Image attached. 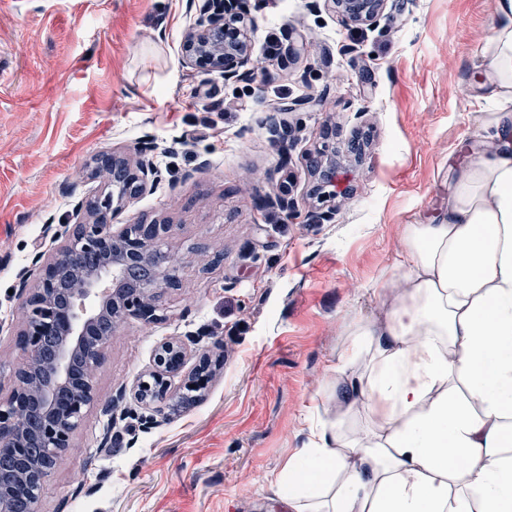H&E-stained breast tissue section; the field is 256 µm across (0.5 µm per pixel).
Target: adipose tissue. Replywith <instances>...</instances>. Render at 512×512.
Returning a JSON list of instances; mask_svg holds the SVG:
<instances>
[{"label":"adipose tissue","mask_w":512,"mask_h":512,"mask_svg":"<svg viewBox=\"0 0 512 512\" xmlns=\"http://www.w3.org/2000/svg\"><path fill=\"white\" fill-rule=\"evenodd\" d=\"M481 81L499 111L436 221L409 224L349 362L344 414L274 482L288 512H512V0H496ZM382 342H375V335Z\"/></svg>","instance_id":"obj_1"}]
</instances>
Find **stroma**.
Instances as JSON below:
<instances>
[{
  "mask_svg": "<svg viewBox=\"0 0 512 512\" xmlns=\"http://www.w3.org/2000/svg\"><path fill=\"white\" fill-rule=\"evenodd\" d=\"M253 69L224 80L182 61L189 0H17L0 12V390L20 358L12 290L51 225L94 195L93 157L146 154L160 178L115 228L171 225L182 283L163 318L128 320L94 370L98 406L48 477L36 512H250L334 422L337 370L380 294L405 225L436 219L496 111L478 81L495 0H388L372 26L330 0H251ZM305 45L290 63L262 44ZM288 128L269 129L271 105ZM335 163L338 192H314ZM294 201L287 217L267 198ZM180 341L221 358L193 406L103 410ZM155 416L142 429L140 416ZM113 436L112 447L101 445Z\"/></svg>",
  "mask_w": 512,
  "mask_h": 512,
  "instance_id": "obj_1",
  "label": "stroma"
}]
</instances>
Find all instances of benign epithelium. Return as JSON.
I'll return each mask as SVG.
<instances>
[{"label": "benign epithelium", "instance_id": "1", "mask_svg": "<svg viewBox=\"0 0 512 512\" xmlns=\"http://www.w3.org/2000/svg\"><path fill=\"white\" fill-rule=\"evenodd\" d=\"M330 2L348 26L373 24L387 4ZM253 23L241 0H203L183 42L184 62L226 80L248 74L253 64L248 30ZM138 153L141 158L135 162L116 153L94 158L91 171L110 169L112 179L97 196L77 204V211H85L83 220L54 229L57 247L34 254V283L25 270L14 288L25 320L18 334L21 358L14 384L7 397L0 396V512H13L7 482L15 476L26 479L30 495H41L87 409L98 402L93 371L111 339L98 333V324L108 320L115 330L129 319L145 324L159 320L160 293L181 282L179 262L169 253L172 225L138 222L115 231L110 224L130 198L158 178V171L142 158L143 150ZM157 251L168 253L167 263L153 264ZM186 357L183 344L162 343L154 369L134 387V398L166 401L171 396L168 376L183 367ZM213 365L209 355H200L183 390L190 394L206 388Z\"/></svg>", "mask_w": 512, "mask_h": 512}]
</instances>
